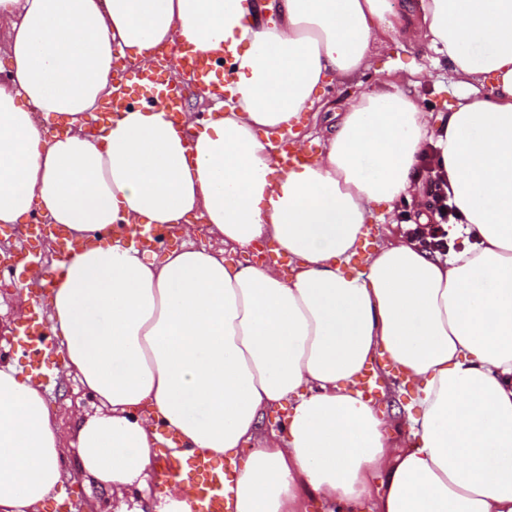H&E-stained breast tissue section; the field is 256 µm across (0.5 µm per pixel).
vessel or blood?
<instances>
[{
	"instance_id": "vessel-or-blood-1",
	"label": "vessel or blood",
	"mask_w": 512,
	"mask_h": 512,
	"mask_svg": "<svg viewBox=\"0 0 512 512\" xmlns=\"http://www.w3.org/2000/svg\"><path fill=\"white\" fill-rule=\"evenodd\" d=\"M183 66L202 91L208 92L212 98H223L224 73L221 59L206 53L190 52L184 55ZM137 83L150 92L147 104L160 105L171 112L181 109L182 96L179 89L164 86L159 74L138 75ZM19 332L27 340L26 355L39 356L48 338L42 323L31 320L22 325ZM184 467L188 468V478L196 489L197 512H224V500L230 496L233 486L229 471L211 458L193 454L186 456L185 460L168 463L166 473L171 476Z\"/></svg>"
}]
</instances>
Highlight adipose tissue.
<instances>
[{"label":"adipose tissue","instance_id":"1","mask_svg":"<svg viewBox=\"0 0 512 512\" xmlns=\"http://www.w3.org/2000/svg\"><path fill=\"white\" fill-rule=\"evenodd\" d=\"M392 38L446 57L472 97L427 112L395 69L284 165L274 137ZM187 49L228 65L206 118L134 103L96 123L115 54L177 81ZM425 159L464 217L452 248L365 252ZM36 214L74 241L27 282L49 284L65 372L101 403L79 466L112 512L161 443L230 460L226 512H512V0H0V224ZM198 221L224 254L138 245ZM265 241L291 274L232 259ZM379 356L406 423L361 389ZM66 454L41 384L0 365V512L63 501Z\"/></svg>","mask_w":512,"mask_h":512}]
</instances>
